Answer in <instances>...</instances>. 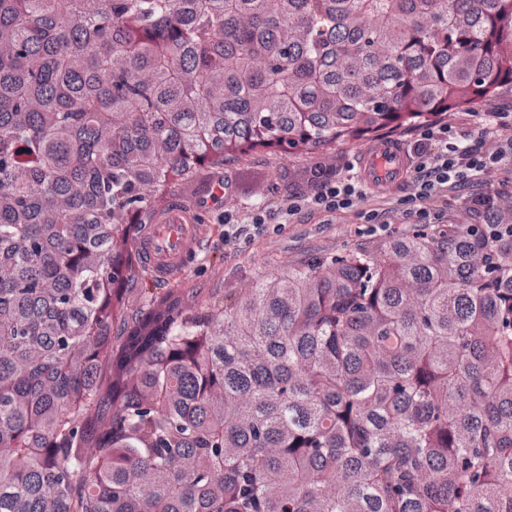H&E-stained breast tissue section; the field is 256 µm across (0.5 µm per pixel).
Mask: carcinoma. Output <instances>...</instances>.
I'll return each instance as SVG.
<instances>
[{"label": "carcinoma", "mask_w": 512, "mask_h": 512, "mask_svg": "<svg viewBox=\"0 0 512 512\" xmlns=\"http://www.w3.org/2000/svg\"><path fill=\"white\" fill-rule=\"evenodd\" d=\"M506 87L512 0H0V512H512L508 194L229 300L137 248Z\"/></svg>", "instance_id": "cac0c4a2"}]
</instances>
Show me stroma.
I'll use <instances>...</instances> for the list:
<instances>
[{
  "label": "stroma",
  "instance_id": "stroma-1",
  "mask_svg": "<svg viewBox=\"0 0 512 512\" xmlns=\"http://www.w3.org/2000/svg\"><path fill=\"white\" fill-rule=\"evenodd\" d=\"M454 131L468 134L470 141H483L503 159L484 183L461 186L445 205L436 207L430 228L471 221L470 199L488 190L512 193V90L452 113L447 119ZM419 128L400 131L396 139L406 156L401 176L388 184L366 186V195L352 208L327 213L302 209L290 213L289 197L312 192L314 169L330 168L337 174L362 181L358 164L359 144L348 143L312 156L250 154L225 162L218 171H202L194 184L178 186L175 203L184 205L199 225L200 239L191 249L171 282L154 281L161 293L177 288L191 300H201L218 288L234 297L263 277L280 274L312 257L367 248L389 238L410 233L416 218L407 199L412 192L417 159L413 152ZM268 213L261 229L239 236L225 231L224 216L249 222L257 210Z\"/></svg>",
  "mask_w": 512,
  "mask_h": 512
}]
</instances>
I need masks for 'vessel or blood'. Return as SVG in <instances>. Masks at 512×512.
Instances as JSON below:
<instances>
[{
	"mask_svg": "<svg viewBox=\"0 0 512 512\" xmlns=\"http://www.w3.org/2000/svg\"><path fill=\"white\" fill-rule=\"evenodd\" d=\"M361 166L367 182H389L401 173L402 153L383 140L365 149ZM197 234V227L186 223L181 206L161 215L153 231L141 241L144 258L157 277L167 279L176 272Z\"/></svg>",
	"mask_w": 512,
	"mask_h": 512,
	"instance_id": "1",
	"label": "vessel or blood"
}]
</instances>
